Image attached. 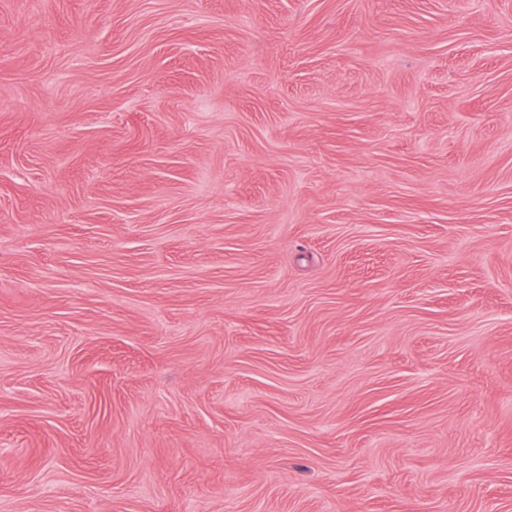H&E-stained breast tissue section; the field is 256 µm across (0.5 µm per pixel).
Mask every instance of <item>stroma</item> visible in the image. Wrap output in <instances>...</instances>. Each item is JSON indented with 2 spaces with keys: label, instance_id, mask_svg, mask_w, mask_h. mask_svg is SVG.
Here are the masks:
<instances>
[{
  "label": "stroma",
  "instance_id": "obj_1",
  "mask_svg": "<svg viewBox=\"0 0 512 512\" xmlns=\"http://www.w3.org/2000/svg\"><path fill=\"white\" fill-rule=\"evenodd\" d=\"M0 512H512V0H0Z\"/></svg>",
  "mask_w": 512,
  "mask_h": 512
}]
</instances>
